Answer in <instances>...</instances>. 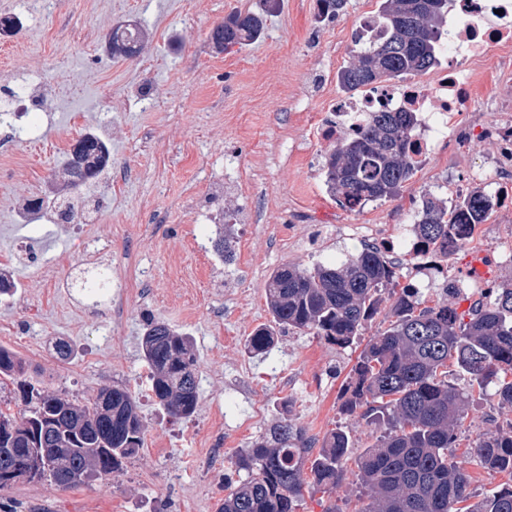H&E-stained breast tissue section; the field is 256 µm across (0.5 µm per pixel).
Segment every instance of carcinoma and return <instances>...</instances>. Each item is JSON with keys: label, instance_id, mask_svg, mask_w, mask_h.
<instances>
[{"label": "carcinoma", "instance_id": "cac0c4a2", "mask_svg": "<svg viewBox=\"0 0 512 512\" xmlns=\"http://www.w3.org/2000/svg\"><path fill=\"white\" fill-rule=\"evenodd\" d=\"M346 0H319V17L334 20ZM380 37H357L337 80L345 92L374 88L392 79L420 75L439 63L448 24V0H379L371 18ZM263 16L235 11L210 32L213 47L227 50L260 38ZM146 30L136 23L112 29V55L141 53ZM418 125L412 112H367L358 133L323 155L325 185L341 205L358 211L369 202L392 198L410 181L416 162L410 139ZM109 162L105 143L84 134L65 160V189L57 192L61 214L76 218L71 189L95 179ZM495 195L475 187L447 202L422 200L414 230L423 245L442 248L462 224H482L497 206ZM397 265L374 247L340 263L311 268L285 264L273 270L266 295L273 325L258 329L250 352L267 355L275 329L312 334L341 349L358 346L374 318L385 313L389 326L369 338L352 365L340 411L383 428L357 459L362 488L356 512H512V486L482 497L470 490V475L455 459L456 430L469 415L472 390L448 379V365L469 375L480 395L512 417V280L494 289L486 303L458 312L453 295L421 307V290L400 285ZM72 287L86 293L105 288L104 275L85 271ZM156 403L176 418L196 414L199 400L194 346L189 337L152 320L141 340ZM24 364L0 346V376L20 380ZM495 383L490 392L487 387ZM25 409L0 412V467L18 472L19 482L50 480L62 489L123 471L143 445L144 425L131 392L115 386L82 403L22 383ZM42 416L35 435L31 417ZM302 427L282 415L235 462L243 473L224 495L217 512H299L305 479L303 458L312 450ZM351 433L337 428L311 463L316 487H340ZM469 454L485 469L512 473V421L477 435Z\"/></svg>", "mask_w": 512, "mask_h": 512}]
</instances>
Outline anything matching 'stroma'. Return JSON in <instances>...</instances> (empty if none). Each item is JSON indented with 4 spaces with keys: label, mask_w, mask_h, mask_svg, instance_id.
I'll return each mask as SVG.
<instances>
[{
    "label": "stroma",
    "mask_w": 512,
    "mask_h": 512,
    "mask_svg": "<svg viewBox=\"0 0 512 512\" xmlns=\"http://www.w3.org/2000/svg\"><path fill=\"white\" fill-rule=\"evenodd\" d=\"M259 0H0V17L18 12L22 30L0 38V88L29 79L39 141L19 143L0 123V269L14 296L0 298V346L26 361L33 385L90 401L102 389L127 387L144 424V444L122 472L77 489L51 481L0 490V512H216L224 485L238 479V450L249 447L282 410L315 441L348 427L354 446L335 494L303 491L300 512H323L354 498L355 456L377 432L342 415L350 351L316 337L278 332L268 359L246 349L269 324L265 284L277 267L344 260L358 240L337 226L411 222L424 194L472 188L480 152L439 147L395 197L348 211L328 193L321 171L326 149L319 127L340 94L337 73L352 48L359 20L378 0H349L337 20L317 22V0H283L263 36L219 52L210 30ZM140 22L148 31L141 54L114 57L113 26ZM512 75L491 50L480 70L464 121L480 118ZM67 84L70 97L52 87ZM103 132L111 161L77 188L89 218L70 224H22L18 210L33 192L63 183L61 145ZM501 236L484 235L447 259L450 281L465 280L473 261L490 257L479 294L461 309L489 301L494 285L512 279L499 250L512 244V197L489 218ZM232 228L234 253L214 248L218 225ZM30 241L37 262L16 260ZM99 265L112 270V298L82 296L80 275L89 243ZM51 269H42L40 259ZM165 322L195 346L200 398L196 415L174 420L153 400L140 353L147 321ZM72 348L61 360L55 344ZM235 429L225 466L205 463L211 437Z\"/></svg>",
    "instance_id": "obj_1"
}]
</instances>
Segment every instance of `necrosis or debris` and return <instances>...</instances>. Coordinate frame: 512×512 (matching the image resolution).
Returning <instances> with one entry per match:
<instances>
[{
	"label": "necrosis or debris",
	"mask_w": 512,
	"mask_h": 512,
	"mask_svg": "<svg viewBox=\"0 0 512 512\" xmlns=\"http://www.w3.org/2000/svg\"><path fill=\"white\" fill-rule=\"evenodd\" d=\"M448 10L452 25L444 50L461 57V64L442 67L427 82H387L361 95L337 98L320 128L324 141L332 143L356 133L363 113L386 108L416 113L419 125L412 138L414 159H427L435 142L447 139L449 127L471 102L472 65L482 62L494 48L512 56V0H449ZM465 136L484 152L483 175L499 190L511 187L512 103L488 104L482 123ZM350 232L358 241L386 254L414 257L416 271L429 283L447 282L448 267L441 251L423 247L410 226L382 230L359 224L351 226Z\"/></svg>",
	"instance_id": "4bbe7bcc"
}]
</instances>
